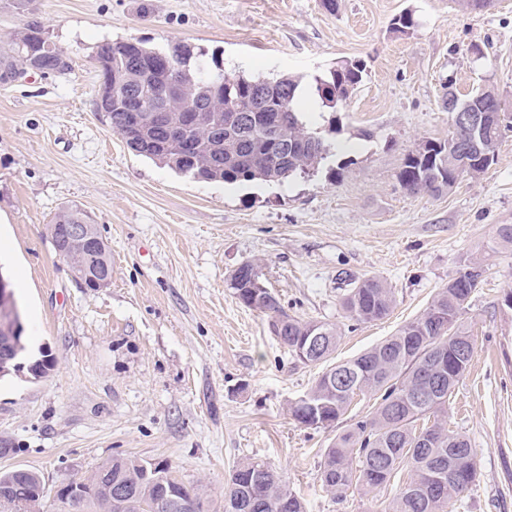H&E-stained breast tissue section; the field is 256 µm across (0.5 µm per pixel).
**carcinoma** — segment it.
Returning <instances> with one entry per match:
<instances>
[{"instance_id":"obj_1","label":"carcinoma","mask_w":512,"mask_h":512,"mask_svg":"<svg viewBox=\"0 0 512 512\" xmlns=\"http://www.w3.org/2000/svg\"><path fill=\"white\" fill-rule=\"evenodd\" d=\"M29 15L22 30L0 48V86L8 87L29 70L64 74L69 59L45 36L33 18L35 0H15ZM99 77L96 105L138 156L179 174L207 182L236 184L285 182L297 174L316 173L332 153L333 144L310 126L300 110L303 77H247L220 68L205 50L178 42L166 48L137 41L105 40L93 55ZM365 68L346 60L314 77L321 105L343 106L363 80ZM170 85L181 93L167 92ZM141 106L140 122L132 126L131 110ZM195 107L216 116L214 125L186 124L179 142H168L163 125L152 119L157 111L171 122ZM246 111L248 122L224 128L226 116ZM488 123L480 137L481 153L466 150V137L456 131L445 141L426 140L410 151L397 173L410 194L446 195L465 176L484 174L497 157L504 123ZM56 224H85L87 215L70 207L54 217ZM252 264L239 266L230 288L245 307L268 317L271 334L281 347L307 366L325 365L314 386L291 407L293 419L312 429H326L344 416L359 396L373 399L366 413L336 437L326 449L318 478L324 492L342 500L350 490L367 492L391 482L398 489L388 512H455L464 494L479 480L467 438L447 427L448 404L475 351L474 337L462 321L484 269L478 260L463 267L424 311L364 353L336 362L341 339L337 326L289 315L272 292L267 299L253 295L248 279ZM342 305L348 317L370 323L384 318L394 293L375 276L349 280ZM322 337L319 349L308 353L311 337ZM12 500L0 512H45L39 495L44 482L27 468L0 472ZM120 488L123 496L107 499L102 489ZM184 494H169L136 460L114 457L94 471L78 512H185L191 499L204 512L201 487L180 484ZM224 512H306L302 498L285 476L262 461L247 460L229 475Z\"/></svg>"}]
</instances>
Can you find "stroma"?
Here are the masks:
<instances>
[{
  "mask_svg": "<svg viewBox=\"0 0 512 512\" xmlns=\"http://www.w3.org/2000/svg\"><path fill=\"white\" fill-rule=\"evenodd\" d=\"M69 73H27L0 89V272L21 306L32 351L54 358L38 380L0 379V471L25 467L47 493L125 457L166 462L224 512L235 465L283 472L307 512H386L395 485L333 499L318 473L326 448L369 402L333 427L310 429L290 408L320 373L288 356L263 313L228 284L245 262L288 314L336 324L350 358L418 316L464 258L488 267L465 322L475 353L448 425L468 438L480 473L466 512H512V251L486 254L512 224V128L479 178L434 197L397 181L405 155L447 139L448 93L496 85L512 110V0L483 12L453 0H36ZM412 12L402 34L393 20ZM187 42L225 71L305 81L344 60L363 81L340 112L303 98L313 126L337 125L317 173L234 185L175 173L128 151L96 110L91 56L104 40ZM79 207L112 254V284L84 287L48 230ZM376 276L395 295L385 318L347 317L342 276Z\"/></svg>",
  "mask_w": 512,
  "mask_h": 512,
  "instance_id": "35a3bbf8",
  "label": "stroma"
}]
</instances>
